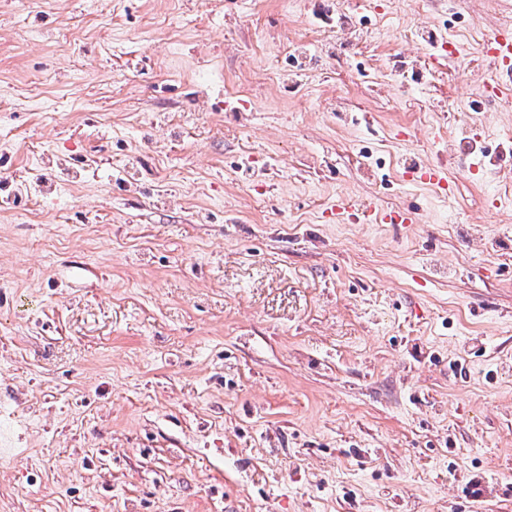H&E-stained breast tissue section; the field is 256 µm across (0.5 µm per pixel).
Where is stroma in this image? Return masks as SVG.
I'll list each match as a JSON object with an SVG mask.
<instances>
[{"label": "stroma", "instance_id": "35a3bbf8", "mask_svg": "<svg viewBox=\"0 0 512 512\" xmlns=\"http://www.w3.org/2000/svg\"><path fill=\"white\" fill-rule=\"evenodd\" d=\"M503 26L0 0V512H512ZM486 55L493 57L506 80L497 79L493 93L499 99L511 103L512 99V29L501 27L495 30L485 44Z\"/></svg>", "mask_w": 512, "mask_h": 512}]
</instances>
